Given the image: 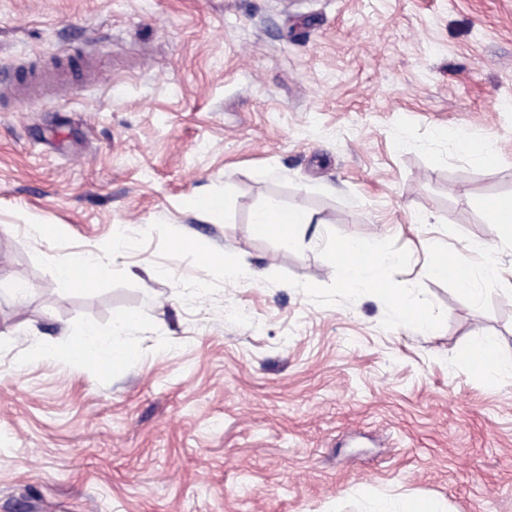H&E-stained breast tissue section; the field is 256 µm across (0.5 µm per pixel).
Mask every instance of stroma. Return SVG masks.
<instances>
[{
	"instance_id": "stroma-1",
	"label": "stroma",
	"mask_w": 512,
	"mask_h": 512,
	"mask_svg": "<svg viewBox=\"0 0 512 512\" xmlns=\"http://www.w3.org/2000/svg\"><path fill=\"white\" fill-rule=\"evenodd\" d=\"M28 63L82 75L0 102V282H26L0 289V512H512V379L456 359L512 355V292L427 273L439 245L512 263L480 208L512 194V0H0V69ZM228 181L223 215L190 207ZM270 201L320 221L255 237ZM345 237L400 255L430 332L330 273ZM101 254L87 286L55 275ZM122 312L131 360L34 358ZM442 138H451L476 162L487 163L494 159V146L491 140L484 137H475L465 131L441 130ZM172 248L178 253L192 254L200 265L210 267L220 266L224 269V277L229 280L254 279L256 271L248 266L240 265L224 258V254H213L203 250L194 240L186 237L176 238ZM487 352L489 360H482V354ZM460 360L469 362L474 369L481 372L491 381L503 376L512 377V358H505L497 340L485 338L463 349L459 355Z\"/></svg>"
}]
</instances>
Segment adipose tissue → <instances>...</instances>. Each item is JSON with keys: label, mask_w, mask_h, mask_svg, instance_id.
I'll list each match as a JSON object with an SVG mask.
<instances>
[{"label": "adipose tissue", "mask_w": 512, "mask_h": 512, "mask_svg": "<svg viewBox=\"0 0 512 512\" xmlns=\"http://www.w3.org/2000/svg\"><path fill=\"white\" fill-rule=\"evenodd\" d=\"M315 221L314 214L305 207L284 206L272 202L254 212L252 231L260 238L293 240L298 238L306 225ZM172 247L176 252L192 254L202 266L222 267L227 279L234 281L256 276L253 268L205 251L192 239L176 238ZM397 261V255L382 251L376 241L358 238L337 241L325 255L326 265L344 286L354 291L381 287L399 322L422 332L428 331L434 321L428 307L410 298L398 282L385 277L386 269ZM429 273L439 279L453 278L457 288L467 293L475 302L481 300L483 288L487 285L512 291V265H504L490 257H485L476 266L461 255L442 250L430 266ZM134 321V316L121 313L113 318L110 335H101L97 328L88 326L75 336L68 349H55L48 353L39 348L35 354L41 357L48 353L67 364L81 367L100 368L126 361L132 359L133 352L124 340V332ZM459 358L469 362L489 380L512 377V358L502 355L495 339L485 338L472 344L461 351Z\"/></svg>", "instance_id": "adipose-tissue-1"}]
</instances>
